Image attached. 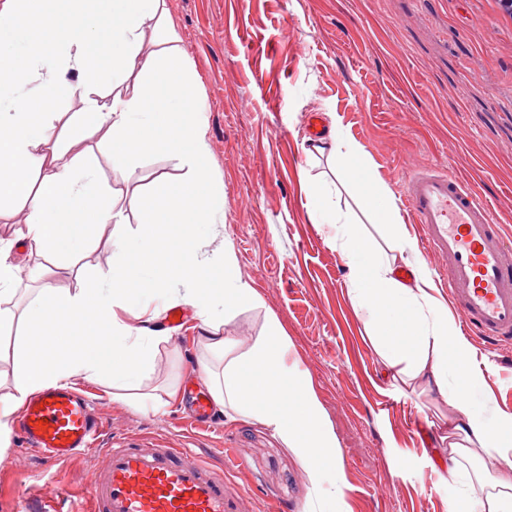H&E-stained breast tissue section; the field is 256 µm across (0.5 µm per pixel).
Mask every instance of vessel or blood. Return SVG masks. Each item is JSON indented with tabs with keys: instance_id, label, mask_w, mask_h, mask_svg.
Returning a JSON list of instances; mask_svg holds the SVG:
<instances>
[{
	"instance_id": "1",
	"label": "vessel or blood",
	"mask_w": 512,
	"mask_h": 512,
	"mask_svg": "<svg viewBox=\"0 0 512 512\" xmlns=\"http://www.w3.org/2000/svg\"><path fill=\"white\" fill-rule=\"evenodd\" d=\"M403 200L418 224L423 249L437 263L438 288L447 292L468 335L490 351L512 345V240L490 209L459 176L416 161ZM188 419L213 425L212 402L189 392ZM93 399L50 386L34 394L13 425L23 447L49 463L89 455L97 463L85 498L60 495L32 502L27 512H253L252 499L225 474L243 463L225 452L214 466L193 449L149 446L103 422Z\"/></svg>"
}]
</instances>
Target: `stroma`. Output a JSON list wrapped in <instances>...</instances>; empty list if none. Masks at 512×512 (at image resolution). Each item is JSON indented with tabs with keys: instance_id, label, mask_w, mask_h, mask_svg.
Listing matches in <instances>:
<instances>
[{
	"instance_id": "obj_1",
	"label": "stroma",
	"mask_w": 512,
	"mask_h": 512,
	"mask_svg": "<svg viewBox=\"0 0 512 512\" xmlns=\"http://www.w3.org/2000/svg\"><path fill=\"white\" fill-rule=\"evenodd\" d=\"M180 46L202 84L199 118L224 194L222 223L197 243L219 264L231 246L238 275L260 295L225 317L235 335L259 337L276 317L294 345L336 434L351 512H448L459 489L438 477L437 428L425 399L386 385L370 337L348 294V269L330 243L335 226L316 227L307 208L321 188L337 211L384 244L329 155L310 154L312 114L338 116L394 194L412 160L464 179L512 237V18L497 0H165ZM101 179L146 192L186 178L162 152L117 165L93 145ZM116 261L110 229L72 259L73 275L54 285L73 293L86 276L108 277ZM194 315L161 343L140 387L113 391L108 380L77 379L103 400L105 413L140 438L160 434L209 455L234 448L247 468L228 482L255 496L308 512L314 491L295 455L268 427L223 420L219 431L182 426L184 400L150 408L141 394L170 384L204 387L201 367L224 364L197 342ZM21 321L0 329V396L19 372ZM487 381L485 409L512 412V348L473 340ZM95 463L76 457L48 465L20 445L0 442V512H22L26 498L59 489L84 496Z\"/></svg>"
}]
</instances>
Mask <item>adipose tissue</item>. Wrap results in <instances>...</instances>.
Segmentation results:
<instances>
[{
    "mask_svg": "<svg viewBox=\"0 0 512 512\" xmlns=\"http://www.w3.org/2000/svg\"><path fill=\"white\" fill-rule=\"evenodd\" d=\"M164 2L0 0V203L21 198L14 213L18 237L50 262L38 271L43 284L24 317L23 369L12 392L0 397V431L45 386L83 377L123 389L130 378L149 377L159 344L169 339L157 325L161 300L190 306L199 343L221 354L240 344L221 332L222 313L260 300L233 275L232 248L224 250L221 276L208 272L197 250L206 227L222 219L224 197L213 187L211 150L195 117L200 83ZM64 70L79 76L84 106L59 141L50 134V115ZM105 86L112 89L106 108L96 98ZM93 139L110 147L118 162L165 151L189 176L157 196L112 187L98 177ZM329 141V154L382 225L388 245L367 242L318 190L308 199L310 218L341 227L333 245L390 386L425 395L443 411L436 451L445 479L463 486L450 512H512V413L475 411L485 376L418 257L393 192L346 141L340 122H333ZM122 198L142 209L146 225H165L164 237L147 230L128 235L117 207ZM104 227L120 254L110 278L87 281L75 294L56 288L52 274L70 271L69 256ZM404 265L410 278L399 275ZM292 350L277 319H270L265 336L225 365L223 381H211L213 402L229 419L271 427L292 448L308 481L321 490L311 512H348L336 434L309 375L290 364ZM487 458L502 462L490 487L471 467Z\"/></svg>",
    "mask_w": 512,
    "mask_h": 512,
    "instance_id": "1",
    "label": "adipose tissue"
}]
</instances>
